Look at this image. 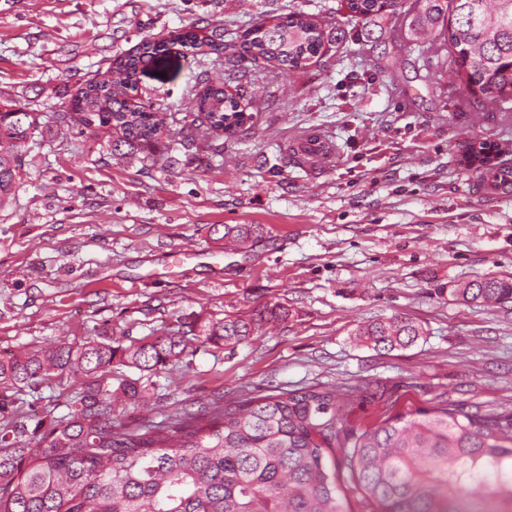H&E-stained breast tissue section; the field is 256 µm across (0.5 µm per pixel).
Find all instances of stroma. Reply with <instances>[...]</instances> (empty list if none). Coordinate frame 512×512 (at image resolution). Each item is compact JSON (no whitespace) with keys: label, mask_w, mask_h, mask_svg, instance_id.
<instances>
[{"label":"stroma","mask_w":512,"mask_h":512,"mask_svg":"<svg viewBox=\"0 0 512 512\" xmlns=\"http://www.w3.org/2000/svg\"><path fill=\"white\" fill-rule=\"evenodd\" d=\"M301 10L346 31L305 69L260 68L257 107L235 135L216 132L192 164L114 158L106 136L56 116L113 57L185 27L235 39ZM225 79L221 62L171 51L139 75L136 103L173 127L188 89ZM0 99L37 112L14 198L0 207V356L64 340H122L245 313L292 315L234 350H198L159 372L131 418L282 388L351 390L348 425L432 405L512 411V309L466 305L449 285L512 273V197L481 191L459 160L472 143L512 150V118L468 105L441 57L420 53L404 14L352 20L343 0H19L0 10ZM321 131L337 150L311 176L293 142ZM228 224H259L240 247ZM401 315L425 335L376 351L351 334Z\"/></svg>","instance_id":"1"}]
</instances>
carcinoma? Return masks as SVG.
<instances>
[{
  "mask_svg": "<svg viewBox=\"0 0 512 512\" xmlns=\"http://www.w3.org/2000/svg\"><path fill=\"white\" fill-rule=\"evenodd\" d=\"M399 5L347 0L352 19ZM405 18L412 30L435 33L419 49L448 56L459 89L512 111V0H414ZM331 38L299 10L260 23L232 46L217 27L204 40L189 29L175 41L227 58L230 70L244 77L267 63L286 74L302 69L325 53ZM168 53L167 41H142L88 82L59 120L73 113L93 135L116 134L109 147L125 157L164 136L194 157L210 132L238 133L244 125L239 98L219 83L195 95L194 110L206 123L185 139L180 130H166L164 113L133 106L138 71ZM39 129L29 107L0 102V207L15 194L22 149ZM504 153L494 142L472 144L460 164L487 177L505 167ZM259 233L255 224L224 225V238L239 245ZM451 293L464 303L503 307L512 304V274L461 283ZM289 316L288 307L275 302L246 315L200 313L185 330L128 345L106 334L0 358V512H348L343 476L360 492L363 512H512V413L491 407L466 409L440 399L359 429L343 419L349 390L315 384L208 410L182 407L135 428L125 423L129 408L149 394L143 380L202 347L248 343L265 324ZM422 335L403 317L375 320L354 333L358 344L378 351L406 348ZM126 368L140 377L123 376ZM62 374L81 380L62 417L48 409L31 414L10 395L34 392ZM491 475L496 481L486 493L462 494Z\"/></svg>",
  "mask_w": 512,
  "mask_h": 512,
  "instance_id": "obj_1",
  "label": "carcinoma"
}]
</instances>
